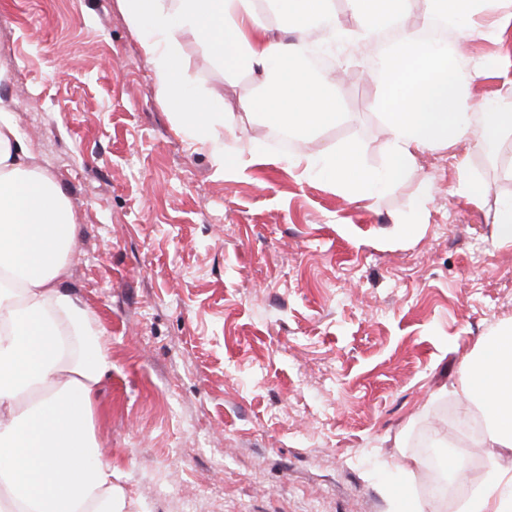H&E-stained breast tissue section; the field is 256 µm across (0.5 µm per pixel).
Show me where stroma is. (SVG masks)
<instances>
[{"label": "stroma", "mask_w": 512, "mask_h": 512, "mask_svg": "<svg viewBox=\"0 0 512 512\" xmlns=\"http://www.w3.org/2000/svg\"><path fill=\"white\" fill-rule=\"evenodd\" d=\"M370 54L336 81V123L284 146L239 114L254 75L184 41L195 87L239 116L225 153L273 159L228 177L176 135L116 0H0V105L79 226L68 286L106 330L94 425L129 512H390L394 485L457 512L482 482V414L453 387L512 326V244L493 224L512 197V132L492 158L469 142L426 152L369 202L289 167L348 145L385 167ZM460 55L491 64L473 101L512 89V27ZM464 172L481 203L461 194ZM443 442L468 460L445 497L426 461Z\"/></svg>", "instance_id": "35a3bbf8"}]
</instances>
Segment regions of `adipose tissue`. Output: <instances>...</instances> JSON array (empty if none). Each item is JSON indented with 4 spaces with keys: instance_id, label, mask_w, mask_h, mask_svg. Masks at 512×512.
Wrapping results in <instances>:
<instances>
[{
    "instance_id": "ef3b65f1",
    "label": "adipose tissue",
    "mask_w": 512,
    "mask_h": 512,
    "mask_svg": "<svg viewBox=\"0 0 512 512\" xmlns=\"http://www.w3.org/2000/svg\"><path fill=\"white\" fill-rule=\"evenodd\" d=\"M355 29L335 20L331 0H273L284 30H325L338 62L347 49L372 43L397 24L404 32L374 76L386 130V169L366 167L356 147L322 156L297 154L288 163L319 169L353 198L370 200L393 186L425 150L471 140L491 151L512 131V92L472 103L469 87L486 64L424 42L406 21L446 18L458 36L495 31L512 21V0H350ZM136 35L157 95L177 132L216 148L236 120L220 96L195 91L182 40L205 45L225 71L261 77L258 95L240 107L266 126L312 140L336 121L340 105L327 78L305 63L307 42L285 46L268 36L256 0H117ZM13 113L0 109V512H124L94 431L99 385L112 369L105 331L95 313L62 284L78 235L71 203L54 179L32 164ZM455 392L489 403L483 441L492 469L460 512H512V334L462 368Z\"/></svg>"
}]
</instances>
